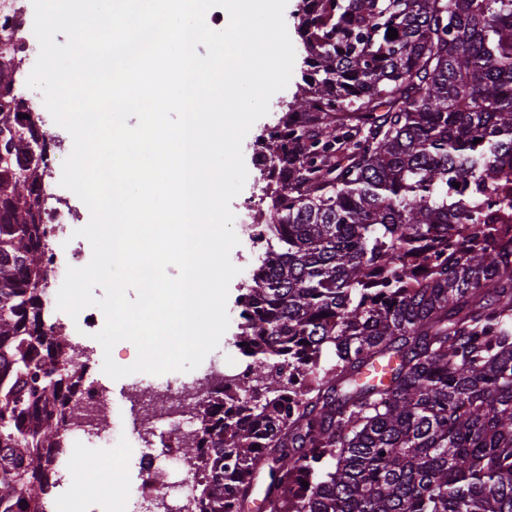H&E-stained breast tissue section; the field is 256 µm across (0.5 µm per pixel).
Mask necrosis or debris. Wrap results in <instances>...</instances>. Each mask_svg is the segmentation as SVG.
Returning a JSON list of instances; mask_svg holds the SVG:
<instances>
[{
  "mask_svg": "<svg viewBox=\"0 0 512 512\" xmlns=\"http://www.w3.org/2000/svg\"><path fill=\"white\" fill-rule=\"evenodd\" d=\"M245 375L242 368L232 375L206 372L188 385L176 387L169 384L162 390L148 387L139 391L136 400L146 410L145 423L132 429L130 438L136 443H146L156 436L161 444L159 452L144 453L139 458L141 483L138 497L140 503L146 504L148 512H183L184 508L194 507V475H186L174 490L170 487L169 470L181 463V446L197 430V419L192 412L198 403L209 401L216 390ZM77 401L91 419L66 431L70 457L85 455L88 448L94 446L111 448L112 410L101 403L97 385H84L77 394Z\"/></svg>",
  "mask_w": 512,
  "mask_h": 512,
  "instance_id": "1",
  "label": "necrosis or debris"
}]
</instances>
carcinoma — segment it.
Returning <instances> with one entry per match:
<instances>
[{"mask_svg": "<svg viewBox=\"0 0 512 512\" xmlns=\"http://www.w3.org/2000/svg\"><path fill=\"white\" fill-rule=\"evenodd\" d=\"M295 30L302 83L256 141L275 249L237 300L249 376L182 446L199 512H249L262 473L258 512H512V241L483 211L512 177V0H299ZM11 41L0 512H44L85 367L47 320L48 142L18 119Z\"/></svg>", "mask_w": 512, "mask_h": 512, "instance_id": "carcinoma-1", "label": "carcinoma"}]
</instances>
